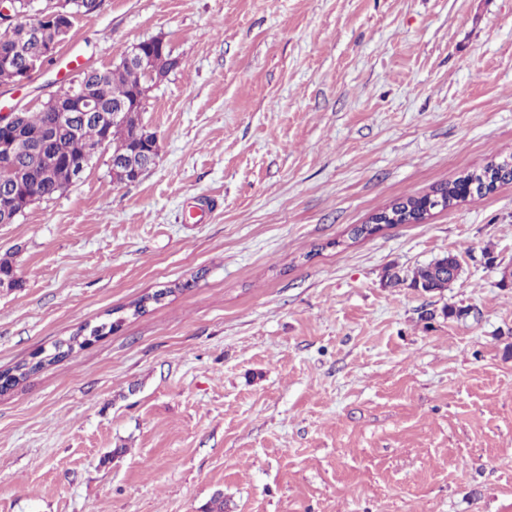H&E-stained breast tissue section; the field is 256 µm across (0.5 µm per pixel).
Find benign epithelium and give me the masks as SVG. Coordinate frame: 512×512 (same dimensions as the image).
Segmentation results:
<instances>
[{
  "label": "benign epithelium",
  "mask_w": 512,
  "mask_h": 512,
  "mask_svg": "<svg viewBox=\"0 0 512 512\" xmlns=\"http://www.w3.org/2000/svg\"><path fill=\"white\" fill-rule=\"evenodd\" d=\"M12 4H14V0H0V33L9 37L19 35L21 40L16 42L18 46L27 41L39 40L41 30L38 25L20 28V15L13 11ZM68 5L67 0H46L43 7L36 9L42 20L52 17L60 19L57 28L58 43H63L68 39ZM147 44L146 40L133 44L123 59L124 63L137 65L150 75L148 83L140 89L135 105L120 104L112 108V111L107 112L103 108L102 99L90 93L85 88L83 79L76 77L68 83L64 94L50 97L51 105L55 108L57 126L71 128L79 120H93L106 133V137L103 139V142L106 143L110 141L112 126L128 125L133 113L142 112V106L149 98L150 93L165 79L161 73V58L148 50ZM56 48L57 43H53L43 48V52L39 54L25 55L19 69L20 81H26L33 71L46 64L47 59L55 57ZM20 121L21 114L15 110L0 113V161L3 163L13 160L16 154L22 151L36 158L44 155L49 135L38 136L34 139L20 137L18 136ZM157 160L156 137L147 130L141 120L137 119L131 134L120 146L112 149V181L117 184L135 182L151 169ZM13 197L16 207L0 213V224L15 223L19 215L41 200L30 181L19 183L14 190Z\"/></svg>",
  "instance_id": "benign-epithelium-1"
}]
</instances>
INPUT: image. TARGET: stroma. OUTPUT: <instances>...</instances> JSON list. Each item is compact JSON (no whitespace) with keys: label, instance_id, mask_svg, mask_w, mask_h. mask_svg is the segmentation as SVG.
I'll return each instance as SVG.
<instances>
[{"label":"stroma","instance_id":"1","mask_svg":"<svg viewBox=\"0 0 512 512\" xmlns=\"http://www.w3.org/2000/svg\"><path fill=\"white\" fill-rule=\"evenodd\" d=\"M160 34L156 166L0 224V512H512V184L350 236L512 156V0H101L0 108ZM436 203V197L430 198V194H426L420 197H408L404 201L393 206L391 214L393 221L396 222L392 224H402L403 214L408 210V214L413 215V213L422 211L427 204L434 206ZM458 276V260L455 256L448 254L415 269L408 286L420 288L425 292L441 291L448 288Z\"/></svg>","mask_w":512,"mask_h":512}]
</instances>
